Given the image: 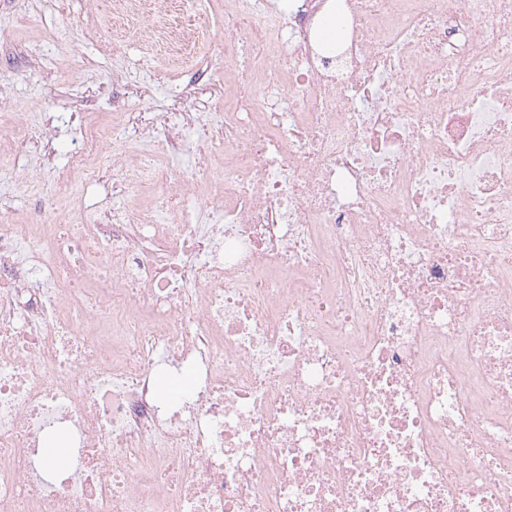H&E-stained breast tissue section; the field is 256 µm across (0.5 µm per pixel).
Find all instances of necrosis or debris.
<instances>
[{
    "label": "necrosis or debris",
    "mask_w": 512,
    "mask_h": 512,
    "mask_svg": "<svg viewBox=\"0 0 512 512\" xmlns=\"http://www.w3.org/2000/svg\"><path fill=\"white\" fill-rule=\"evenodd\" d=\"M326 2L224 0L216 126L0 223V512H512V0ZM112 167L104 168L100 173V178L94 184L85 187L83 193V199L86 205L90 207L105 204L109 200H112Z\"/></svg>",
    "instance_id": "obj_1"
}]
</instances>
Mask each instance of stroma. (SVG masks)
Wrapping results in <instances>:
<instances>
[{
    "label": "stroma",
    "mask_w": 512,
    "mask_h": 512,
    "mask_svg": "<svg viewBox=\"0 0 512 512\" xmlns=\"http://www.w3.org/2000/svg\"><path fill=\"white\" fill-rule=\"evenodd\" d=\"M109 0H0V101L22 106V118L45 124L48 143L5 140L0 151L17 155L18 171L0 173V212L18 222H39L45 201L33 187L50 182L78 147L86 122H120L122 113L148 111L185 85L197 89L193 108L210 109L224 88V0H203L198 21L211 34L181 54L165 75L154 68L162 47L135 28L115 26ZM208 64L200 76V64ZM123 70L127 94L112 98V72Z\"/></svg>",
    "instance_id": "obj_1"
}]
</instances>
